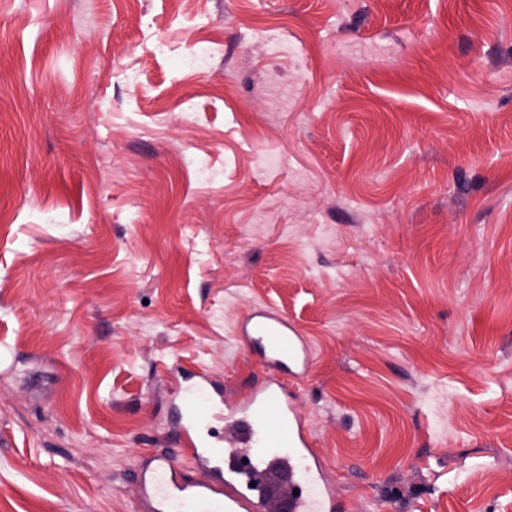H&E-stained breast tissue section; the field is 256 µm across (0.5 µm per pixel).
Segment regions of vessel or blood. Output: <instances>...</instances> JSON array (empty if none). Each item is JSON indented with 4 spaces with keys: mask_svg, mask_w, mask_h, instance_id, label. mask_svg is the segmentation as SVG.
Instances as JSON below:
<instances>
[{
    "mask_svg": "<svg viewBox=\"0 0 512 512\" xmlns=\"http://www.w3.org/2000/svg\"><path fill=\"white\" fill-rule=\"evenodd\" d=\"M244 330L265 364V382L236 407L201 370L175 373L173 392L184 451L199 473L183 477L170 457L154 455L139 471L150 512H345L324 475V460L297 418L292 379L312 364V351L287 320L259 309Z\"/></svg>",
    "mask_w": 512,
    "mask_h": 512,
    "instance_id": "1",
    "label": "vessel or blood"
}]
</instances>
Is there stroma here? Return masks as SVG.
<instances>
[{"instance_id":"35a3bbf8","label":"stroma","mask_w":512,"mask_h":512,"mask_svg":"<svg viewBox=\"0 0 512 512\" xmlns=\"http://www.w3.org/2000/svg\"><path fill=\"white\" fill-rule=\"evenodd\" d=\"M264 305L348 512H512V0H0V512H147Z\"/></svg>"}]
</instances>
